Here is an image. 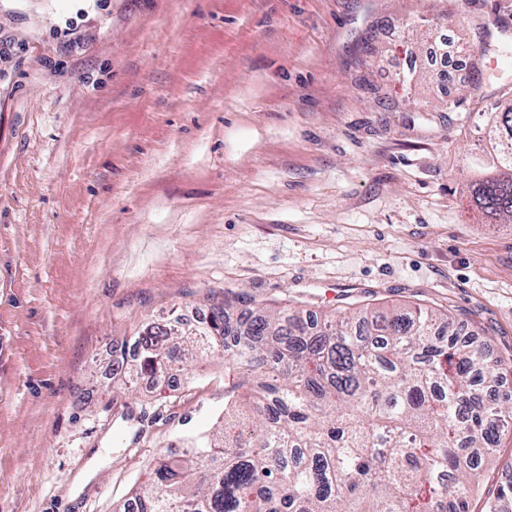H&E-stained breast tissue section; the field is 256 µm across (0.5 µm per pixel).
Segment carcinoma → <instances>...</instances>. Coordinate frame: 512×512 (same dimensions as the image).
I'll use <instances>...</instances> for the list:
<instances>
[{
  "mask_svg": "<svg viewBox=\"0 0 512 512\" xmlns=\"http://www.w3.org/2000/svg\"><path fill=\"white\" fill-rule=\"evenodd\" d=\"M470 202L512 223V100L481 113ZM223 354L224 415L178 458L160 455L119 512H470L480 473L512 434V371L425 307H347L320 319L251 297L175 316L112 348V404L147 377L175 390ZM512 484L486 498L498 512Z\"/></svg>",
  "mask_w": 512,
  "mask_h": 512,
  "instance_id": "cac0c4a2",
  "label": "carcinoma"
}]
</instances>
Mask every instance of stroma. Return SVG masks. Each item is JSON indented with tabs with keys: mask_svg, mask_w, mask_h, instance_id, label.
Masks as SVG:
<instances>
[{
	"mask_svg": "<svg viewBox=\"0 0 512 512\" xmlns=\"http://www.w3.org/2000/svg\"><path fill=\"white\" fill-rule=\"evenodd\" d=\"M512 0H0V512H113L213 430L224 360L124 428L112 348L243 293L445 312L512 356L469 202Z\"/></svg>",
	"mask_w": 512,
	"mask_h": 512,
	"instance_id": "obj_1",
	"label": "stroma"
}]
</instances>
